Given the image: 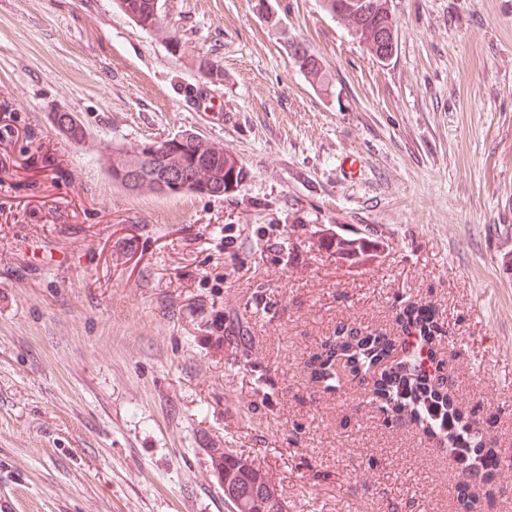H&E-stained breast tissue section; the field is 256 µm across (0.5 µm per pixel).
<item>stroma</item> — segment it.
Here are the masks:
<instances>
[{
  "label": "stroma",
  "mask_w": 512,
  "mask_h": 512,
  "mask_svg": "<svg viewBox=\"0 0 512 512\" xmlns=\"http://www.w3.org/2000/svg\"><path fill=\"white\" fill-rule=\"evenodd\" d=\"M161 2L176 55L112 0H0V512H228L211 448L288 512H512V467L458 498L372 377L330 390L311 364L341 326L393 338L428 308L459 406L512 448V0H393L386 62L320 0H268L276 27L256 0ZM182 132L247 177L157 196L99 160ZM291 47H292L293 56H294L295 60L297 59V57H299L303 60L304 59L309 60V66L306 69V72H304V73L307 75L310 82H312L313 84L323 83V81L325 79V72H324V66H323L322 62L315 56L309 54L307 52V49L302 46L291 45Z\"/></svg>",
  "instance_id": "obj_1"
}]
</instances>
